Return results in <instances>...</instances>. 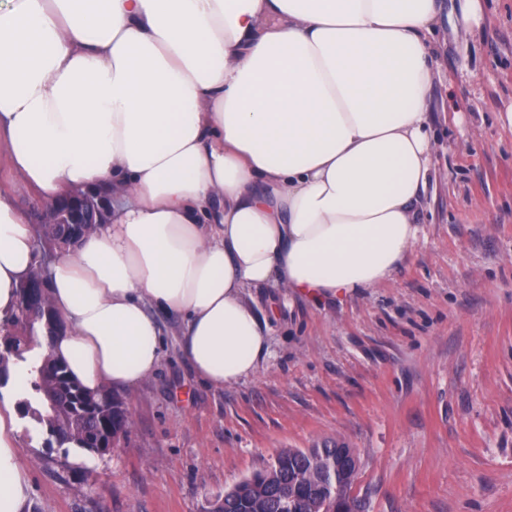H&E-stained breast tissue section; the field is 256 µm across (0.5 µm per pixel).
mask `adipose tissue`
Wrapping results in <instances>:
<instances>
[{"instance_id": "ef3b65f1", "label": "adipose tissue", "mask_w": 512, "mask_h": 512, "mask_svg": "<svg viewBox=\"0 0 512 512\" xmlns=\"http://www.w3.org/2000/svg\"><path fill=\"white\" fill-rule=\"evenodd\" d=\"M436 0H0V323L41 272L50 350L97 393L162 355L155 311L221 389L267 328L244 293L326 299L390 280L423 237ZM96 193L105 221L41 259L17 187ZM0 399V512H28Z\"/></svg>"}]
</instances>
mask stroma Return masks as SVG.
Masks as SVG:
<instances>
[{"label":"stroma","instance_id":"stroma-1","mask_svg":"<svg viewBox=\"0 0 512 512\" xmlns=\"http://www.w3.org/2000/svg\"><path fill=\"white\" fill-rule=\"evenodd\" d=\"M456 30L440 0L429 93L436 175L425 237L393 278L314 301L282 294L269 353L221 390L156 312L164 356L123 399L120 445L77 465L22 419L30 512H207L285 448H355L364 512H512V0Z\"/></svg>","mask_w":512,"mask_h":512}]
</instances>
